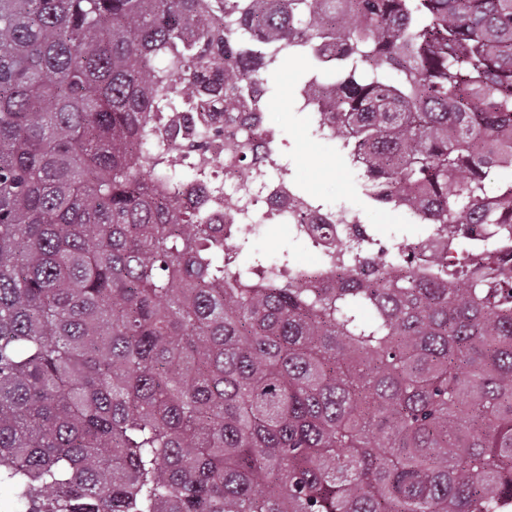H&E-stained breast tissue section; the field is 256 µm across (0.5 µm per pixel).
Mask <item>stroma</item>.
I'll return each instance as SVG.
<instances>
[{
	"mask_svg": "<svg viewBox=\"0 0 512 512\" xmlns=\"http://www.w3.org/2000/svg\"><path fill=\"white\" fill-rule=\"evenodd\" d=\"M310 66L307 54L282 55L270 81L272 97L268 101V115L285 139L282 162L288 167L289 180L298 191L312 195L318 203L358 212L382 241L423 238L424 225L384 210L366 196L361 172L350 163L339 142L315 135L311 112L297 108L295 99L301 78ZM251 248L269 258L286 253L299 263L313 258L305 243L295 239L284 225L262 227L253 235Z\"/></svg>",
	"mask_w": 512,
	"mask_h": 512,
	"instance_id": "stroma-1",
	"label": "stroma"
}]
</instances>
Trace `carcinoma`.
Wrapping results in <instances>:
<instances>
[{
    "instance_id": "obj_1",
    "label": "carcinoma",
    "mask_w": 512,
    "mask_h": 512,
    "mask_svg": "<svg viewBox=\"0 0 512 512\" xmlns=\"http://www.w3.org/2000/svg\"><path fill=\"white\" fill-rule=\"evenodd\" d=\"M308 50L366 195L478 261L343 244L323 286L192 204L152 112ZM250 172L265 161L234 149ZM512 0H0V488L12 512H512Z\"/></svg>"
}]
</instances>
